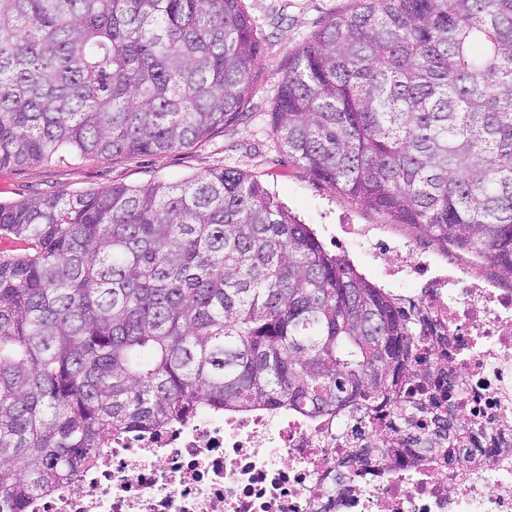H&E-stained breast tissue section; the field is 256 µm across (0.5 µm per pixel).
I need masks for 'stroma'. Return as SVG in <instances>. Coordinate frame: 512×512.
Instances as JSON below:
<instances>
[{"label":"stroma","mask_w":512,"mask_h":512,"mask_svg":"<svg viewBox=\"0 0 512 512\" xmlns=\"http://www.w3.org/2000/svg\"><path fill=\"white\" fill-rule=\"evenodd\" d=\"M353 5L354 0H244L246 11L260 26L261 55L257 80L242 113L216 127L204 144L192 149L132 158L65 154L47 164L0 168V201L113 185L136 186L152 180L179 184L210 170L232 166L259 179L293 215L314 230L325 248H332L335 239H343L344 253L357 270L394 294L413 297L420 288L416 283L397 282L386 276L387 261L371 260L362 252L350 227L380 225L389 235L409 242L435 260L454 259L498 287H506V280L499 278L489 262L438 245L409 225L392 223L386 214L318 180L279 149L270 131V114L278 81L290 57L307 37Z\"/></svg>","instance_id":"1"}]
</instances>
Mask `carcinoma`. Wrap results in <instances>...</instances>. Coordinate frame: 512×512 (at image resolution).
<instances>
[{"mask_svg":"<svg viewBox=\"0 0 512 512\" xmlns=\"http://www.w3.org/2000/svg\"><path fill=\"white\" fill-rule=\"evenodd\" d=\"M242 0H0V168L162 155L248 101ZM271 133L313 176L512 281V0H356L298 49ZM0 512L75 481L112 433L208 407L388 411L409 464L475 439L441 393L448 337L234 167L0 202ZM417 416L432 426L414 435Z\"/></svg>","mask_w":512,"mask_h":512,"instance_id":"cac0c4a2","label":"carcinoma"}]
</instances>
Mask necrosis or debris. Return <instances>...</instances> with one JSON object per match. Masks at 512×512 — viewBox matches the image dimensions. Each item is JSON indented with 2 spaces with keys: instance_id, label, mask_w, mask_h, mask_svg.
I'll use <instances>...</instances> for the list:
<instances>
[{
  "instance_id": "obj_1",
  "label": "necrosis or debris",
  "mask_w": 512,
  "mask_h": 512,
  "mask_svg": "<svg viewBox=\"0 0 512 512\" xmlns=\"http://www.w3.org/2000/svg\"><path fill=\"white\" fill-rule=\"evenodd\" d=\"M355 234L373 258L394 256L392 277L422 283L448 330L454 418L477 439L468 468L436 457L349 464L351 449L391 439L382 415L202 410L107 437L76 483L27 512H512V290L370 229Z\"/></svg>"
}]
</instances>
